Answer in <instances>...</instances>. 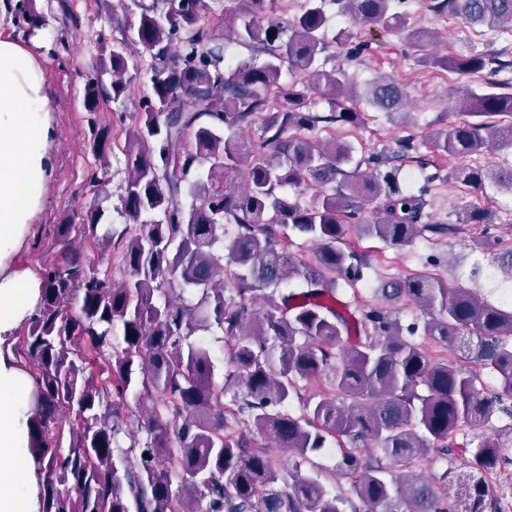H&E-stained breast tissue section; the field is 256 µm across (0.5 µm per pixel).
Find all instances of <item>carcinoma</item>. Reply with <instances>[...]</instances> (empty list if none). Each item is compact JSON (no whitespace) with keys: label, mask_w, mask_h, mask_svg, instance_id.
Here are the masks:
<instances>
[{"label":"carcinoma","mask_w":512,"mask_h":512,"mask_svg":"<svg viewBox=\"0 0 512 512\" xmlns=\"http://www.w3.org/2000/svg\"><path fill=\"white\" fill-rule=\"evenodd\" d=\"M326 0H304L300 15L277 14V0H241L213 22L208 0H152L137 23L112 14V26L150 56V93L126 131L121 152L124 214L118 234L101 231L104 211L82 207L52 229L54 263L41 273L26 333L3 354L30 369L34 404L28 445L40 487L39 512H509L508 495L486 475L512 462V448L484 440L456 442L464 429L512 416V307L481 299L430 274L389 281L380 302L351 307L338 281L356 285L368 266L345 242L356 200H379L362 231L393 247L453 226L424 221L425 202L409 193L387 157L368 172L342 164L351 149L308 133L356 126L361 113L342 68L326 70ZM363 24L405 30L397 0H336ZM429 10L471 25L512 31V0H427ZM18 11L29 27L42 16L32 0ZM251 56L224 65V42ZM263 54L262 62L254 55ZM460 74L512 67L500 55L430 58ZM298 79L281 82L283 68ZM119 44L100 58L85 84L84 105L124 103L131 77ZM109 76L105 82L103 76ZM326 112L308 108L310 94ZM406 93L383 78L367 103L397 113ZM467 119L429 144L456 158L512 148V92L496 81L467 87L458 101ZM260 123L252 141L239 132ZM113 147L94 132L106 179ZM453 178L482 189L490 180L512 191V166L465 167ZM315 183L310 204L282 193ZM188 188L191 203L178 197ZM460 224H492L488 209L461 210ZM290 227L314 246L309 263L289 250ZM119 250L126 270L117 285L90 267L84 246ZM231 264H224V248ZM297 278L302 287L284 291ZM406 300L428 320L403 324L390 306ZM216 327L229 345L231 370L215 379L210 348L197 333ZM445 351L497 373V389L479 375L433 356L418 328ZM97 365V378L86 366ZM323 382L303 399L302 383ZM233 393V407L224 397ZM68 446H63L64 431ZM344 438L337 468L351 494L331 493L312 455L328 437ZM291 455L284 464L256 448V438ZM433 457L454 467L417 475ZM457 485V499L448 487Z\"/></svg>","instance_id":"carcinoma-1"}]
</instances>
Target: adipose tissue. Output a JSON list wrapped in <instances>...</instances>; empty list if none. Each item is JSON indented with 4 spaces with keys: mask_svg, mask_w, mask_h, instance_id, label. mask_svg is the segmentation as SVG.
Wrapping results in <instances>:
<instances>
[{
    "mask_svg": "<svg viewBox=\"0 0 512 512\" xmlns=\"http://www.w3.org/2000/svg\"><path fill=\"white\" fill-rule=\"evenodd\" d=\"M51 100L42 68L20 43L0 37V259L14 249L24 224L39 206L46 173ZM28 272L0 279V333L11 330L34 307ZM31 381L0 357V512H33L20 487L31 474L21 455Z\"/></svg>",
    "mask_w": 512,
    "mask_h": 512,
    "instance_id": "adipose-tissue-1",
    "label": "adipose tissue"
}]
</instances>
